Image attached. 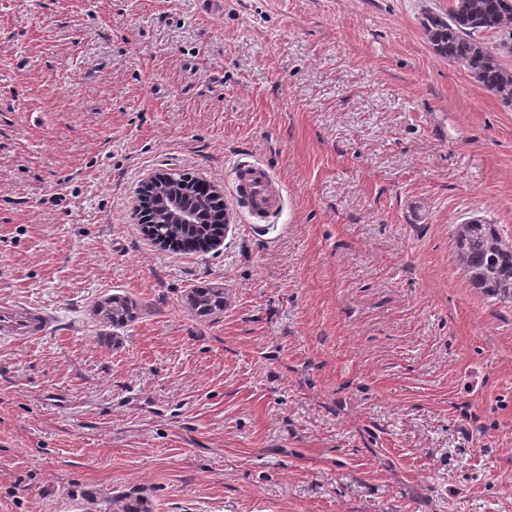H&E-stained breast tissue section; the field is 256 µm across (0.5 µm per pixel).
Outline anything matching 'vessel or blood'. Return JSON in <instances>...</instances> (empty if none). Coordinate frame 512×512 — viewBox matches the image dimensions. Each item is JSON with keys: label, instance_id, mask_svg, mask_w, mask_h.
Masks as SVG:
<instances>
[{"label": "vessel or blood", "instance_id": "vessel-or-blood-1", "mask_svg": "<svg viewBox=\"0 0 512 512\" xmlns=\"http://www.w3.org/2000/svg\"><path fill=\"white\" fill-rule=\"evenodd\" d=\"M230 176L235 208L225 211V222H232L234 212L240 211L249 223L266 224L282 211V187L266 165L242 158L233 164ZM51 321V314L41 309L0 305V335L17 341L43 335Z\"/></svg>", "mask_w": 512, "mask_h": 512}]
</instances>
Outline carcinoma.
Returning a JSON list of instances; mask_svg holds the SVG:
<instances>
[{
	"label": "carcinoma",
	"mask_w": 512,
	"mask_h": 512,
	"mask_svg": "<svg viewBox=\"0 0 512 512\" xmlns=\"http://www.w3.org/2000/svg\"><path fill=\"white\" fill-rule=\"evenodd\" d=\"M422 28L428 42L443 58L461 64L475 82L512 102V70L504 67L499 53L479 39V34L512 29V0H452L446 14L430 12L423 16ZM178 182L160 183L156 192L168 195L184 192V208L195 215L194 224H170L162 214L150 218L154 234L172 241H188L214 234L220 226L216 215L224 213L222 198L197 193ZM457 261L473 287L504 302H512V243L505 240L493 224H459L454 230ZM187 308L197 318L224 313V289L193 288L186 296ZM136 304L122 296H113L97 304L95 316L100 322L120 329L132 322ZM112 512H152L148 500L132 490L113 500Z\"/></svg>",
	"instance_id": "obj_1"
}]
</instances>
